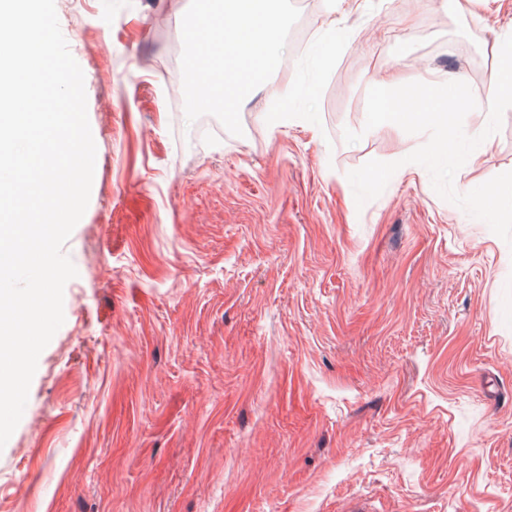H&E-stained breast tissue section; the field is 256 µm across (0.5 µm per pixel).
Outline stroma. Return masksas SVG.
Wrapping results in <instances>:
<instances>
[{
    "mask_svg": "<svg viewBox=\"0 0 512 512\" xmlns=\"http://www.w3.org/2000/svg\"><path fill=\"white\" fill-rule=\"evenodd\" d=\"M293 2L220 136L164 76L190 0H55L96 165L0 512H512V247L424 167L361 208L347 179L427 140L365 130L369 88L434 71L483 97L512 0H357L339 38L327 0ZM506 171L512 112L454 186Z\"/></svg>",
    "mask_w": 512,
    "mask_h": 512,
    "instance_id": "35a3bbf8",
    "label": "stroma"
}]
</instances>
